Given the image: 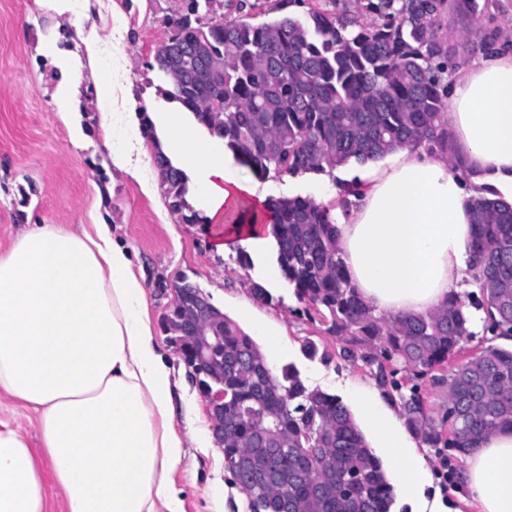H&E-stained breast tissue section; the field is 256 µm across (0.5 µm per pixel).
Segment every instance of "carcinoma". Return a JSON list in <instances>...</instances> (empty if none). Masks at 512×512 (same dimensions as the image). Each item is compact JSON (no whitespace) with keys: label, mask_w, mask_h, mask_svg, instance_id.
<instances>
[{"label":"carcinoma","mask_w":512,"mask_h":512,"mask_svg":"<svg viewBox=\"0 0 512 512\" xmlns=\"http://www.w3.org/2000/svg\"><path fill=\"white\" fill-rule=\"evenodd\" d=\"M211 2L184 0L175 34L150 67L167 79L166 100L219 131L235 159L262 177L363 165L410 143L451 153L442 119L455 59L489 52L497 39L494 29L467 30L454 45L441 39L449 0H279V18L264 22L251 21L257 4L237 0L239 17L202 24ZM154 149L170 210L187 224L204 222L186 201L184 170ZM271 208L281 275L329 319L344 357L376 367L419 446L465 455L490 432L512 428V349L489 345L434 378L447 397L438 420L417 383L475 336L471 307L485 314L484 334L512 338L511 203L471 199L478 293L426 316L397 317L375 314L351 284L330 208L300 196ZM184 318L183 306L170 307L166 331L189 361L194 349L179 341ZM203 329L223 341L214 357L224 372L202 374L200 383L224 389V468L240 481L248 512H280L276 487L289 481L288 512H390L394 487L339 397L308 388L291 365L274 374L252 337L217 307ZM453 415L456 428L447 431ZM301 448L330 465L318 470ZM351 470L364 484L344 499L338 483Z\"/></svg>","instance_id":"cac0c4a2"}]
</instances>
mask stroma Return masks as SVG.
Wrapping results in <instances>:
<instances>
[{
  "label": "stroma",
  "instance_id": "35a3bbf8",
  "mask_svg": "<svg viewBox=\"0 0 512 512\" xmlns=\"http://www.w3.org/2000/svg\"><path fill=\"white\" fill-rule=\"evenodd\" d=\"M474 18L451 20L443 29L455 41L462 28L479 31L487 22L498 30V44H512V0H478ZM181 0H0V249L31 224H53L75 232L105 223L132 250L142 276L156 341L174 381L175 425L185 438L184 460L174 474L182 512H247L246 498L229 480L221 448L195 440L210 429L205 402L168 341L164 316L181 277L198 284L212 303L246 333L267 318L284 329L282 347L266 353L273 372L293 365L301 380L350 403L356 386L376 387L372 367L340 355L341 341L322 317L308 318L304 304L286 281L269 284L271 304L250 294L261 264L243 268L237 250L217 252L216 232L206 224L183 223L170 211L163 187L145 194L139 182L116 170L105 141L100 108L85 89L103 91L116 112H161L164 77L149 64L157 46L171 34L170 17ZM99 52L88 56L89 32ZM73 112L76 123L63 120ZM317 357H308L307 344ZM0 418L11 421L33 447L42 473L50 463L38 440L35 417L0 397Z\"/></svg>",
  "mask_w": 512,
  "mask_h": 512
}]
</instances>
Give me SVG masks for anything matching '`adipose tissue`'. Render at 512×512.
<instances>
[{
    "mask_svg": "<svg viewBox=\"0 0 512 512\" xmlns=\"http://www.w3.org/2000/svg\"><path fill=\"white\" fill-rule=\"evenodd\" d=\"M449 92L454 159L403 146L358 166L353 193H344L336 168L314 195L336 219L352 283L379 315H426L462 293L474 276L471 197L512 202V47L457 63ZM100 110L121 143L115 165L152 193L137 120ZM154 123L163 151L198 173V195L210 222L223 224L225 243L264 245L266 189L231 151L198 145L182 113H160ZM0 394L35 413L67 512H180L173 474L184 441L171 370L130 250L109 225L78 234L36 224L0 251ZM352 400L413 512H447L440 495L426 497L433 472L398 416L373 389L354 388ZM461 478L469 512H512V429L479 442ZM46 482L28 440L0 419V512H49Z\"/></svg>",
    "mask_w": 512,
    "mask_h": 512,
    "instance_id": "adipose-tissue-1",
    "label": "adipose tissue"
}]
</instances>
